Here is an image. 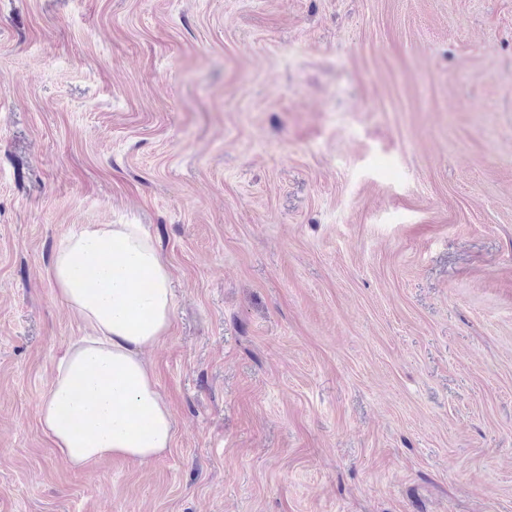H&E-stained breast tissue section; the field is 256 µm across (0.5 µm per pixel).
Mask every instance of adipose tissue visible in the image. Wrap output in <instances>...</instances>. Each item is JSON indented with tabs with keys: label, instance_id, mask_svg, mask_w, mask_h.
Listing matches in <instances>:
<instances>
[{
	"label": "adipose tissue",
	"instance_id": "ef3b65f1",
	"mask_svg": "<svg viewBox=\"0 0 512 512\" xmlns=\"http://www.w3.org/2000/svg\"><path fill=\"white\" fill-rule=\"evenodd\" d=\"M61 301L91 333L72 343L39 405L44 433L71 467L114 456L149 463L170 448L172 416L143 358L167 331V266L138 224L70 233L50 266Z\"/></svg>",
	"mask_w": 512,
	"mask_h": 512
}]
</instances>
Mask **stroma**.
<instances>
[{
    "instance_id": "1",
    "label": "stroma",
    "mask_w": 512,
    "mask_h": 512,
    "mask_svg": "<svg viewBox=\"0 0 512 512\" xmlns=\"http://www.w3.org/2000/svg\"><path fill=\"white\" fill-rule=\"evenodd\" d=\"M85 224L171 275L147 464L38 421ZM0 512H512V0H0Z\"/></svg>"
}]
</instances>
